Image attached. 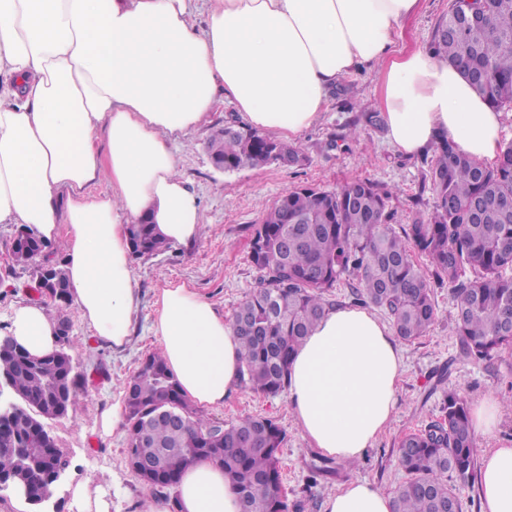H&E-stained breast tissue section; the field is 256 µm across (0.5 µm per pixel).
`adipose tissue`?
Instances as JSON below:
<instances>
[{
    "instance_id": "obj_1",
    "label": "adipose tissue",
    "mask_w": 512,
    "mask_h": 512,
    "mask_svg": "<svg viewBox=\"0 0 512 512\" xmlns=\"http://www.w3.org/2000/svg\"><path fill=\"white\" fill-rule=\"evenodd\" d=\"M418 0H0V224L64 240L80 321L115 351L131 342L142 294L129 227L146 217L171 245L200 236L198 196L179 174L189 134L229 100L252 128L293 140L347 75L376 72L388 142L416 156L439 138L488 164L503 114L460 68L392 51ZM112 190L95 193L100 182ZM152 331L184 395L219 408L240 383L239 344L223 312L184 283L155 290ZM4 333L34 356L57 347L46 306H14ZM404 357L361 308L327 310L293 355L288 400L304 436L342 461L362 457L397 407ZM482 512H512V445L480 455ZM178 512H241L223 470L186 468ZM355 477L325 512H394Z\"/></svg>"
}]
</instances>
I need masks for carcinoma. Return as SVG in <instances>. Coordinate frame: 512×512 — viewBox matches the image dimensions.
I'll return each mask as SVG.
<instances>
[{"label":"carcinoma","mask_w":512,"mask_h":512,"mask_svg":"<svg viewBox=\"0 0 512 512\" xmlns=\"http://www.w3.org/2000/svg\"><path fill=\"white\" fill-rule=\"evenodd\" d=\"M439 59L463 71L473 89L499 110H512V0H451L430 44ZM288 154V166L307 156L297 147L256 130L226 126L207 144L224 171L273 165V149ZM422 184L433 207L397 232L391 192L369 179L334 190L302 186L279 196L263 211L250 259L261 272L255 289L231 323L240 344L241 384L276 396L285 390L290 360L326 310L332 288L350 278L351 302L384 311L395 336L425 335L436 318L433 289L451 288L460 353L490 361L512 348V142L493 165L459 152L441 139L422 160ZM131 255L149 258L171 245L148 218L129 227ZM45 243L22 227L12 245L14 265L32 271L35 291L49 310L64 317L70 307L65 271L44 254ZM426 261L418 265L414 257ZM72 336L58 349L35 357L9 337H0V380L19 398L17 411L0 422V483L24 473L28 501L53 488V474L39 450L55 449V463L69 465L56 449L48 422L74 414L85 377L76 370ZM127 406L125 459L156 465L143 483L176 485L191 464L208 460L224 468L237 490L241 512H288L280 472L286 432L269 417L217 422L182 394L163 356L149 354L124 385ZM405 480L392 491L395 512H462L452 478H474L475 440L469 404L451 392L441 416L405 435L398 449Z\"/></svg>","instance_id":"1"}]
</instances>
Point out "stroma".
<instances>
[{
  "instance_id": "35a3bbf8",
  "label": "stroma",
  "mask_w": 512,
  "mask_h": 512,
  "mask_svg": "<svg viewBox=\"0 0 512 512\" xmlns=\"http://www.w3.org/2000/svg\"><path fill=\"white\" fill-rule=\"evenodd\" d=\"M449 0H420L418 10L405 19L394 44L395 51L428 50ZM379 86L374 73L348 77L331 92L320 120L295 141L307 156L304 166L275 165L244 168L232 173L215 169L207 142L224 125L239 121L229 103H220L211 122L193 132L180 153L179 170L196 192L201 206L202 227L197 242L188 248L175 246L148 259L133 261L142 290L136 333L122 353L100 345L92 329L74 322L70 353L86 374V391L76 415L50 421L49 429L59 448L70 460L62 483L50 499L30 512H71L74 487L111 488L120 481L121 512H136L138 504L153 500L157 491L143 484L127 469L125 441L98 434L102 411L112 393L123 390L141 360L158 351L151 325L155 317L154 290L167 282H186L232 317L243 298L253 291L260 273L250 261V243L263 210L283 193L302 185L333 189L354 179L368 178L391 192L396 223H412L430 213L433 199L422 187L420 157L398 153L385 138L383 126L369 124L366 115L379 110ZM16 231L0 225V319L17 302L32 298L31 278L11 273V240ZM437 317L426 336L404 343V372L393 419L372 448L351 462L325 456L313 448L297 425L287 393L267 396L247 388L229 393L224 405L208 410L216 421L233 422L244 416L270 417L286 432L280 452L283 485L289 503L323 505L340 484L360 477L384 490L404 479L398 464V443L440 414L445 394L457 392L468 403L487 396L501 404L503 420L496 433L499 446L512 444V349L502 351L490 363L465 359L459 351L453 315L455 301L449 288L435 289ZM331 466L332 474L310 483L314 467Z\"/></svg>"
}]
</instances>
